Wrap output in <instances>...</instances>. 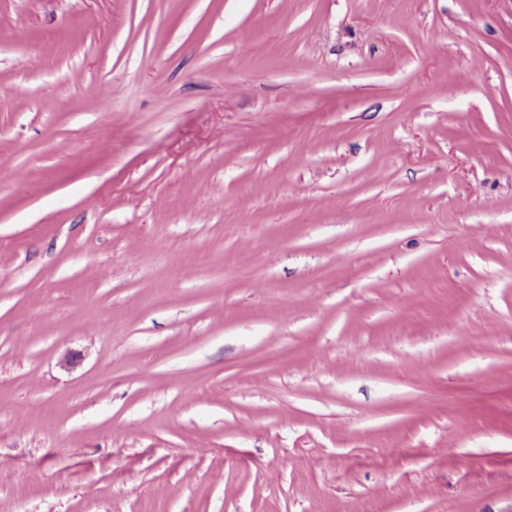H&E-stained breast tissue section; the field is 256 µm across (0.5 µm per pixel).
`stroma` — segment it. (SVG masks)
Segmentation results:
<instances>
[{
  "label": "stroma",
  "instance_id": "obj_1",
  "mask_svg": "<svg viewBox=\"0 0 512 512\" xmlns=\"http://www.w3.org/2000/svg\"><path fill=\"white\" fill-rule=\"evenodd\" d=\"M0 512H512V0H0Z\"/></svg>",
  "mask_w": 512,
  "mask_h": 512
}]
</instances>
